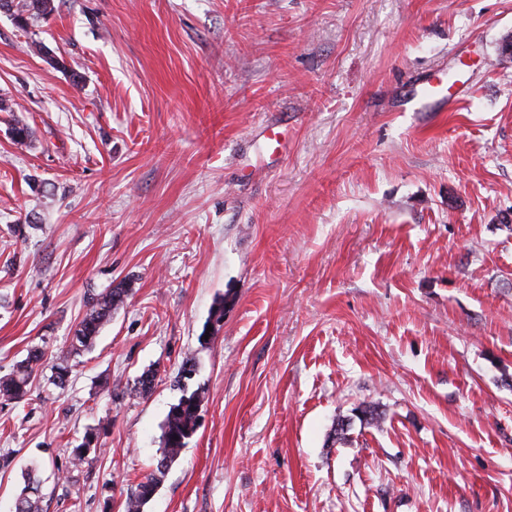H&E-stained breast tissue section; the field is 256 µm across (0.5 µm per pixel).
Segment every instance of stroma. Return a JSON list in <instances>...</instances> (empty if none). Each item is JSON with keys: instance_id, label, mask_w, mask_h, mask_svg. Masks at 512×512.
I'll use <instances>...</instances> for the list:
<instances>
[{"instance_id": "stroma-1", "label": "stroma", "mask_w": 512, "mask_h": 512, "mask_svg": "<svg viewBox=\"0 0 512 512\" xmlns=\"http://www.w3.org/2000/svg\"><path fill=\"white\" fill-rule=\"evenodd\" d=\"M53 5L0 11V376L46 353L0 403V512L33 460L44 512H123L200 385L144 512H512V0ZM461 67L453 111H400ZM53 8V0H0V11L9 12L20 28L34 26ZM128 290L126 284L120 282L107 292L91 298L89 310L72 336L69 345L71 354L78 355L92 346L102 325L112 316V311L124 304ZM44 351L40 348L31 349L27 357L21 361L16 369L6 376L0 377V401L8 404L19 402L29 392L31 377L37 365L44 358ZM205 396V387L199 386L189 394L183 393L177 403L171 405L162 427L161 456L155 468L138 484L137 492L125 500L124 512H143L170 465L196 433Z\"/></svg>"}]
</instances>
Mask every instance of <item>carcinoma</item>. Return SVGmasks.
Instances as JSON below:
<instances>
[{
    "mask_svg": "<svg viewBox=\"0 0 512 512\" xmlns=\"http://www.w3.org/2000/svg\"><path fill=\"white\" fill-rule=\"evenodd\" d=\"M2 10L10 13L19 27L28 28L53 11V0H0ZM127 295L126 284L120 282L91 298L89 310L72 336L70 353L78 355L92 346L104 322L112 316V311L124 304ZM43 358L44 351L34 348L16 369L0 377V402H18L30 392L31 377ZM205 396L206 389L199 386L189 394L183 393L177 403L171 405L163 424L161 456L155 468L138 484L137 492L125 500L124 512H143L170 465L196 433ZM37 471L38 464H32L26 474L25 487L16 499L15 512H42V485Z\"/></svg>",
    "mask_w": 512,
    "mask_h": 512,
    "instance_id": "cac0c4a2",
    "label": "carcinoma"
}]
</instances>
